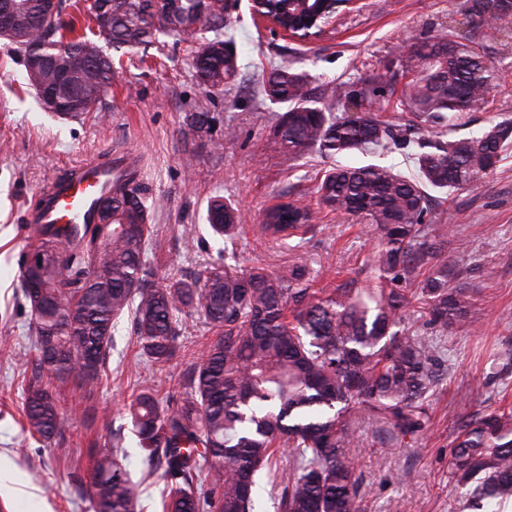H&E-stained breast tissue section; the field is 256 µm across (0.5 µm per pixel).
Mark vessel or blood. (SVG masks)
Listing matches in <instances>:
<instances>
[{"instance_id":"1","label":"vessel or blood","mask_w":512,"mask_h":512,"mask_svg":"<svg viewBox=\"0 0 512 512\" xmlns=\"http://www.w3.org/2000/svg\"><path fill=\"white\" fill-rule=\"evenodd\" d=\"M111 165V155L104 153L69 167L43 189L37 205L25 215L26 224L56 228L93 222L96 202L106 182L99 170Z\"/></svg>"}]
</instances>
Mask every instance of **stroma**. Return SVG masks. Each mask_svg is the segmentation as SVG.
Here are the masks:
<instances>
[{
  "label": "stroma",
  "instance_id": "stroma-1",
  "mask_svg": "<svg viewBox=\"0 0 512 512\" xmlns=\"http://www.w3.org/2000/svg\"><path fill=\"white\" fill-rule=\"evenodd\" d=\"M459 3L362 0L335 30L300 43L258 29L247 0H240L230 14L237 72L224 92L210 93L197 83L192 45L169 43L143 56L119 50L112 54V95L106 105L70 121L43 111L26 85L21 58L0 40V463L11 470L10 477L0 479V512H94L80 490L116 434L122 438L124 465L144 482L143 512H162L164 482L146 476L145 453L125 404L142 383L162 399L181 392L191 364L212 338L201 320L185 319L176 355L166 366L154 367L138 363L130 320L122 318L93 391L69 380L45 379L58 401L62 440L26 433L23 393L35 371L17 365L15 357L31 359L35 353L20 278L31 240L21 220L39 190L92 155L131 151L157 207L158 280L200 273L223 258V241L208 233L203 220L208 200L221 195L240 215L234 250L241 269L284 274L302 262L313 289L336 287L365 262L373 236L353 215L326 209L300 245L262 234L265 210L283 198L316 205L303 189L332 160L312 152L295 169L283 166L270 134L275 114L256 91L279 66L306 74L317 92L327 82L381 75L413 43L446 30L467 35L471 26ZM486 55L496 67V85L488 104L468 114V127L458 128L461 136L512 119L511 20L487 42ZM192 112L209 113L210 123L188 126ZM433 212L450 227L446 255L452 284H460L461 272L468 270L484 291L473 301L467 322L445 338L452 367L431 401L423 434L383 448L372 427L361 425L357 474L363 512H464L466 490L449 477L458 424L477 410L512 405V378L487 377L493 354L512 345V149L477 187L452 192L447 201L434 203Z\"/></svg>",
  "mask_w": 512,
  "mask_h": 512
}]
</instances>
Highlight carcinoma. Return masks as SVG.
Segmentation results:
<instances>
[{
    "mask_svg": "<svg viewBox=\"0 0 512 512\" xmlns=\"http://www.w3.org/2000/svg\"><path fill=\"white\" fill-rule=\"evenodd\" d=\"M10 2L21 23L0 39L22 58L34 93L54 89L53 104L41 105L62 119H78L112 95L106 44L118 50L197 39L194 76L210 93L224 90L236 71L224 41L225 0H209L203 13L198 0H176L169 9L155 0H105V28L99 0ZM462 8L470 34L460 41L441 32L413 44L396 64L401 75L414 74L400 88L378 76L338 84L316 98L307 76L284 66L262 86L270 103L285 107L273 135L291 167L314 150L337 157L409 147L411 127L385 123L373 111L381 98L394 99L397 109L430 127L448 125V132L417 142L415 177L380 163L335 164L311 188L319 204L359 217L375 238L368 261L336 288H310L302 265L285 275L244 271L232 252L196 278L157 281L156 208L134 170L112 171L105 200L129 207L138 234L95 223L39 236L30 252L41 261L26 259L21 269L37 371L24 394L25 430L44 440L61 433L57 400L41 374L93 388L126 313L140 355L154 367L172 359L183 318L196 315L215 337L191 365L187 387L171 406L144 388L127 409L146 460L161 469L165 512H255L256 475L264 468L278 512H361L356 424L374 425L387 441L414 439L448 372L438 337L406 326L405 312L421 313L444 336L465 321L467 298L483 292L474 277L462 288L448 287V263L440 260L448 225L432 223L428 190L476 186L512 145L509 119L451 135L455 122L484 105L497 78L484 45L512 18V0H463ZM66 48L77 61L69 84L39 64ZM238 220L223 197L209 201L205 221L227 245L234 244ZM315 220L309 208L287 202L267 212L261 229L276 239H301ZM511 373L507 348L492 359L490 377ZM451 474L468 488L471 508L512 500L511 410L459 423ZM83 494L95 512H139L141 482L117 454H103Z\"/></svg>",
    "mask_w": 512,
    "mask_h": 512,
    "instance_id": "carcinoma-1",
    "label": "carcinoma"
}]
</instances>
